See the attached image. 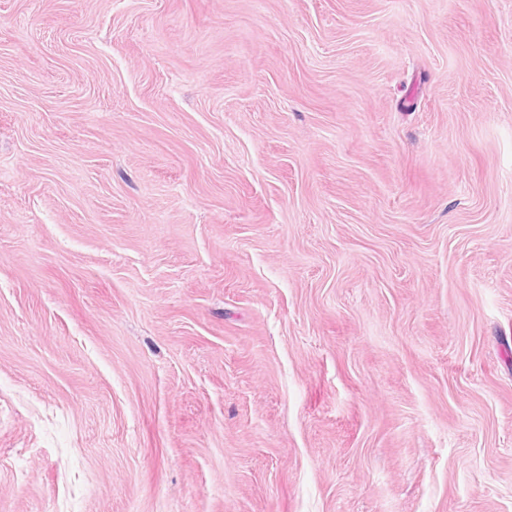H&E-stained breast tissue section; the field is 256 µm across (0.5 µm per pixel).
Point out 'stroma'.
<instances>
[{"instance_id": "stroma-1", "label": "stroma", "mask_w": 512, "mask_h": 512, "mask_svg": "<svg viewBox=\"0 0 512 512\" xmlns=\"http://www.w3.org/2000/svg\"><path fill=\"white\" fill-rule=\"evenodd\" d=\"M0 512H512V0H0Z\"/></svg>"}]
</instances>
